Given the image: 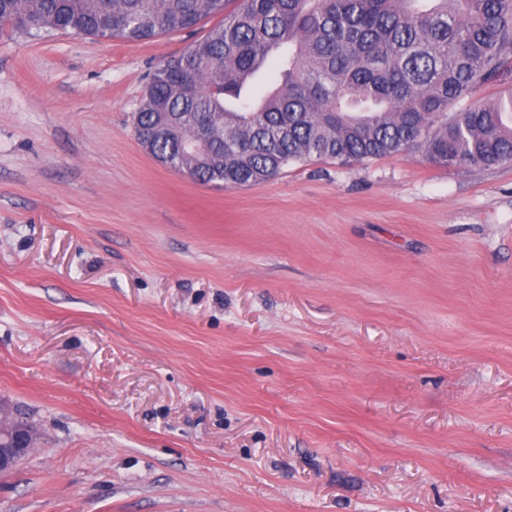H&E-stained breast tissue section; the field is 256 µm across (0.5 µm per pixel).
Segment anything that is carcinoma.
Instances as JSON below:
<instances>
[{
	"label": "carcinoma",
	"mask_w": 512,
	"mask_h": 512,
	"mask_svg": "<svg viewBox=\"0 0 512 512\" xmlns=\"http://www.w3.org/2000/svg\"><path fill=\"white\" fill-rule=\"evenodd\" d=\"M0 0V28L48 38L150 41L221 17L161 63L137 125L166 167L191 165L197 124L215 137L193 166L204 183L266 181L290 163L359 162L421 148L445 166L512 163V94L475 101L512 78V0ZM280 57L278 86L255 79Z\"/></svg>",
	"instance_id": "cac0c4a2"
}]
</instances>
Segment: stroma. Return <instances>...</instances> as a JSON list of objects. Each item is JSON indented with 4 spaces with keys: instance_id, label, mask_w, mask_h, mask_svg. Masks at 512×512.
Returning <instances> with one entry per match:
<instances>
[{
    "instance_id": "35a3bbf8",
    "label": "stroma",
    "mask_w": 512,
    "mask_h": 512,
    "mask_svg": "<svg viewBox=\"0 0 512 512\" xmlns=\"http://www.w3.org/2000/svg\"><path fill=\"white\" fill-rule=\"evenodd\" d=\"M148 42L0 33V512H512V164L202 185ZM0 473L11 470L18 461L35 448L36 438L32 428L0 410ZM9 417V418H8ZM7 419L5 421L4 419Z\"/></svg>"
}]
</instances>
